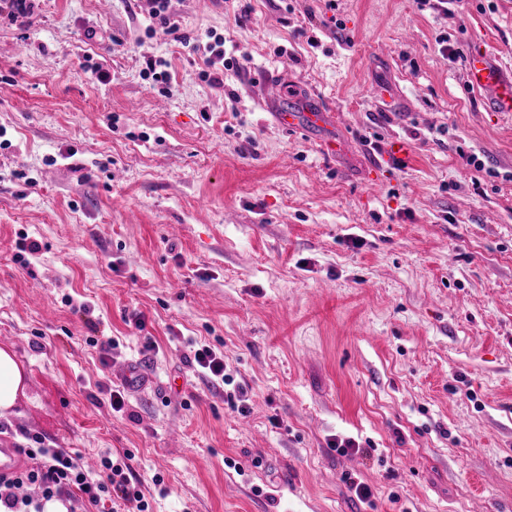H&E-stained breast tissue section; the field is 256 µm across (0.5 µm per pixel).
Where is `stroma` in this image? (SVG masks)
<instances>
[{
    "mask_svg": "<svg viewBox=\"0 0 512 512\" xmlns=\"http://www.w3.org/2000/svg\"><path fill=\"white\" fill-rule=\"evenodd\" d=\"M149 10L0 20V443L130 456L150 512H512V114L466 83L476 43L512 68V0H171L186 45ZM208 36L209 38H213V43H207L206 50L211 53L214 59L206 62L207 69L202 70L201 76L209 85L213 87H220L221 85H224V69L229 70L228 67H230V61L226 62V60H224V39L213 33H210ZM220 62H222V69L216 67V64ZM327 111L319 104L308 105L300 103L288 110H280L281 122L288 127H299L301 125H320L327 117ZM193 359L187 361L195 368H200L201 372L208 376L212 381L226 384L230 381L229 375L226 374V366H224V357L217 353L210 346L203 345L194 349ZM25 388V372L15 354L0 348V418L14 414L19 393Z\"/></svg>",
    "mask_w": 512,
    "mask_h": 512,
    "instance_id": "stroma-1",
    "label": "stroma"
}]
</instances>
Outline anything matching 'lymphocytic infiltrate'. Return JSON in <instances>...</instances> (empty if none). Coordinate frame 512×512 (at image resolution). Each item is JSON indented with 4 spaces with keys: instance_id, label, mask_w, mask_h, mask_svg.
<instances>
[{
    "instance_id": "f902f5d3",
    "label": "lymphocytic infiltrate",
    "mask_w": 512,
    "mask_h": 512,
    "mask_svg": "<svg viewBox=\"0 0 512 512\" xmlns=\"http://www.w3.org/2000/svg\"><path fill=\"white\" fill-rule=\"evenodd\" d=\"M33 467L0 477V507L5 512H41V500L58 498L70 502L76 512L99 506L103 497L121 501L126 512H148L144 495L131 482L127 461L101 460L96 473H89L79 458L57 448L29 449Z\"/></svg>"
}]
</instances>
